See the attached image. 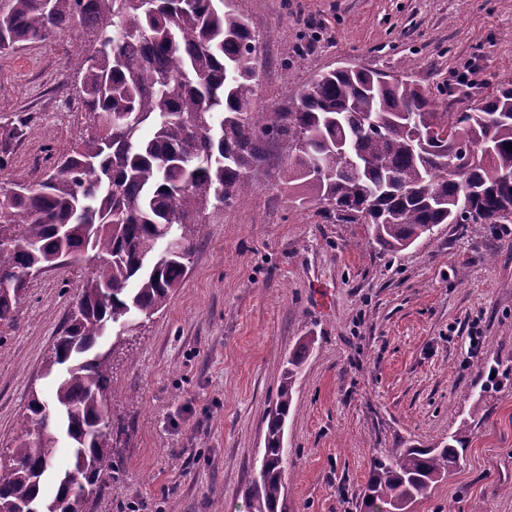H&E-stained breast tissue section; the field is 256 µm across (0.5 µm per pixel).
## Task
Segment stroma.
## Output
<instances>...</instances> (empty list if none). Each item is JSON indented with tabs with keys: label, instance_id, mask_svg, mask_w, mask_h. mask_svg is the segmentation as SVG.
Instances as JSON below:
<instances>
[{
	"label": "stroma",
	"instance_id": "1",
	"mask_svg": "<svg viewBox=\"0 0 512 512\" xmlns=\"http://www.w3.org/2000/svg\"><path fill=\"white\" fill-rule=\"evenodd\" d=\"M261 36L263 111L347 62L407 73L454 103L457 78L512 75V0H234ZM75 40L0 54V124L25 119L0 181L34 180L48 153L84 137L64 69ZM276 160L207 213L166 307L112 356L109 491L86 512H247L268 412L289 351L314 344L285 423L284 512H363L374 460L467 430L450 477L411 512H512V223L442 224L393 254L366 225L301 208ZM85 266L30 282L0 327V453L31 394L50 399L45 360ZM479 336L472 346L471 336Z\"/></svg>",
	"mask_w": 512,
	"mask_h": 512
}]
</instances>
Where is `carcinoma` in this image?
Instances as JSON below:
<instances>
[{"instance_id": "carcinoma-1", "label": "carcinoma", "mask_w": 512, "mask_h": 512, "mask_svg": "<svg viewBox=\"0 0 512 512\" xmlns=\"http://www.w3.org/2000/svg\"><path fill=\"white\" fill-rule=\"evenodd\" d=\"M77 30L64 66L86 115L87 136L52 156L37 182L0 187V323L15 320L28 274L94 261L77 311L43 368L51 400L32 394L22 434L0 463V512H85L112 487V332L136 336L163 309L192 258L200 224L246 187L245 173L280 161L282 188L397 253L440 224H511L512 77L483 84L455 112L410 79L344 65L319 72L287 102L252 111L258 33L226 0H0V54ZM0 126V170L24 134ZM451 151L469 169L448 172ZM312 340L289 352L268 418L250 512H280L283 432ZM66 444L73 468L50 476ZM466 430L430 448L377 459L365 512H409L466 454Z\"/></svg>"}]
</instances>
